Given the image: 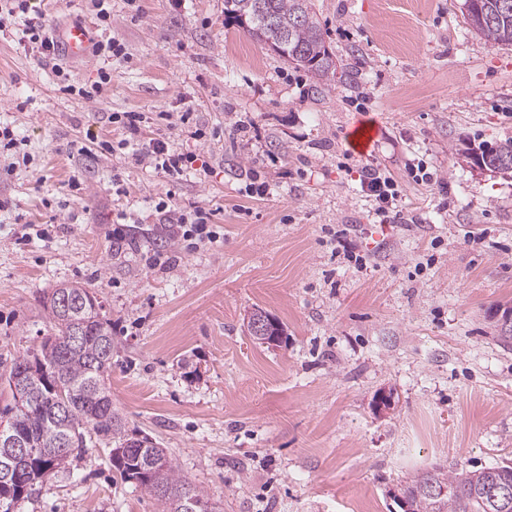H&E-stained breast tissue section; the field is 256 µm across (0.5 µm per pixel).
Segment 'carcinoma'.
I'll list each match as a JSON object with an SVG mask.
<instances>
[{
  "label": "carcinoma",
  "mask_w": 512,
  "mask_h": 512,
  "mask_svg": "<svg viewBox=\"0 0 512 512\" xmlns=\"http://www.w3.org/2000/svg\"><path fill=\"white\" fill-rule=\"evenodd\" d=\"M466 24L487 41L512 45V0H463ZM224 16L250 37L297 69L331 85L336 61L329 52L312 0H224ZM52 289L45 309L50 330L41 343L16 356L8 375L28 372L40 382L41 394L23 409L12 413L13 430L35 451L21 465L24 480L10 486L0 484V512H17L19 503L45 476L50 465L60 468L70 458L87 452L88 439L107 441L123 453L112 458L120 477L153 496L161 512H210L208 501L181 475L166 449L149 438L145 448H128V430L120 410L113 405L105 377L112 368V323L103 313L96 296L84 294L80 306L66 313L58 309ZM65 388L71 406L67 425L53 419L58 395L56 385ZM164 458L162 467L151 468L152 458ZM512 483V462L497 463L478 470L433 467L415 476L402 490L414 512H497L490 491L502 481Z\"/></svg>",
  "instance_id": "cac0c4a2"
}]
</instances>
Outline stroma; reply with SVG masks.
<instances>
[{
	"label": "stroma",
	"mask_w": 512,
	"mask_h": 512,
	"mask_svg": "<svg viewBox=\"0 0 512 512\" xmlns=\"http://www.w3.org/2000/svg\"><path fill=\"white\" fill-rule=\"evenodd\" d=\"M312 3L336 62L328 89L225 21L224 0H142L136 19L112 0L129 57L93 102L0 41V122L33 157L0 177V412L13 358L46 334L51 288H92L127 429L166 448L213 512H400L391 491L426 469L512 460V175L457 154L512 139V46L472 31L463 0ZM114 112L145 113L147 136L200 153L209 173L173 181L120 151L77 154L86 131L121 138ZM161 112L193 113L206 138ZM368 119L382 132L365 159L346 138ZM414 159L438 183L412 180ZM368 162L397 183L401 222L379 224ZM255 175L266 195L250 192ZM163 197L212 211L219 240L157 247ZM123 214L133 244L118 254ZM28 225L40 237L17 244ZM257 307L283 324L279 346L250 340ZM111 450L52 470L19 512H159Z\"/></svg>",
	"instance_id": "stroma-1"
}]
</instances>
